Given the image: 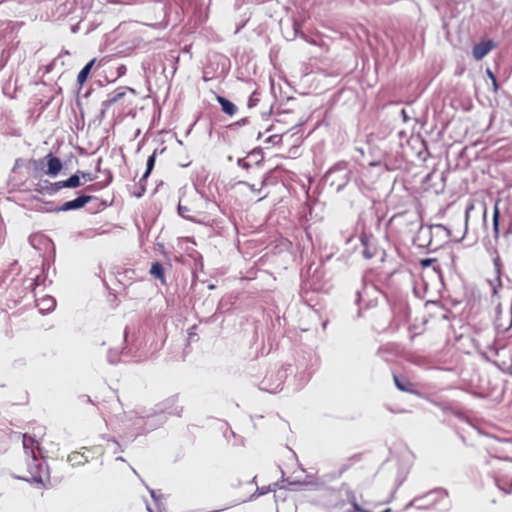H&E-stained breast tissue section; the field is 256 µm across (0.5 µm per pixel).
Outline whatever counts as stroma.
<instances>
[{"label":"stroma","instance_id":"1","mask_svg":"<svg viewBox=\"0 0 512 512\" xmlns=\"http://www.w3.org/2000/svg\"><path fill=\"white\" fill-rule=\"evenodd\" d=\"M117 241L94 438L62 450L0 380V496L262 437L146 512H454L422 424L512 512V0H0V339L55 330L65 244ZM352 336L384 431L322 403L316 467L305 403ZM187 392L201 410H206L210 404L207 384L188 370L181 372ZM307 436L306 453L313 463H319L336 453V431L320 426L310 418L309 408L303 412Z\"/></svg>","mask_w":512,"mask_h":512}]
</instances>
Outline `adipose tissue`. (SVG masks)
Returning <instances> with one entry per match:
<instances>
[{"mask_svg": "<svg viewBox=\"0 0 512 512\" xmlns=\"http://www.w3.org/2000/svg\"><path fill=\"white\" fill-rule=\"evenodd\" d=\"M415 431L428 450L429 474L452 483L456 512H480L478 493L460 477L462 457L448 450L426 426H416ZM146 462L153 480L143 489L141 497L129 492L121 469L116 466L106 476L79 480L61 494H44L37 487L23 486L12 495L0 497V512H26L28 498L36 495L43 498V512H141L143 498L173 487L188 491L198 486L221 488L225 476L239 464L237 457L212 448L198 449L195 462L188 470L166 463L165 452L160 448L148 449Z\"/></svg>", "mask_w": 512, "mask_h": 512, "instance_id": "obj_1", "label": "adipose tissue"}]
</instances>
